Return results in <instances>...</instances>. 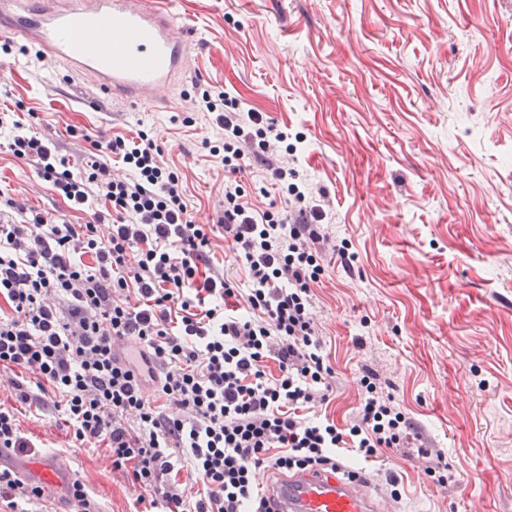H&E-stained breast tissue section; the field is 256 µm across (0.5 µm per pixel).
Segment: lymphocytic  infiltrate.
<instances>
[{"mask_svg":"<svg viewBox=\"0 0 512 512\" xmlns=\"http://www.w3.org/2000/svg\"><path fill=\"white\" fill-rule=\"evenodd\" d=\"M194 89L198 110L224 132L222 144H202L224 172L217 226L246 273L244 302L228 306L236 289L212 249V228L194 223L181 176L146 132L96 142L99 159L75 172L1 112L13 155L90 218L51 221L5 200L14 217L0 218V368L14 372L17 402L65 414L76 440L108 448L114 466L130 470L138 502L161 500L165 512H270L257 468L358 478L356 460L403 448L414 424L369 369L353 425L323 413L333 370L312 316L324 272L312 247L325 238L326 211L270 156L287 131L223 86ZM114 162L126 178L113 176ZM254 167L284 187L285 209L249 198L242 175ZM118 339L126 351H114ZM149 384L166 408L147 399ZM175 448L191 462L181 478ZM30 502L43 504L42 490L0 469V512H27Z\"/></svg>","mask_w":512,"mask_h":512,"instance_id":"1","label":"lymphocytic infiltrate"}]
</instances>
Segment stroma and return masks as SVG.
<instances>
[{"label":"stroma","instance_id":"obj_1","mask_svg":"<svg viewBox=\"0 0 512 512\" xmlns=\"http://www.w3.org/2000/svg\"><path fill=\"white\" fill-rule=\"evenodd\" d=\"M173 8L195 45L151 110L101 96L92 74L71 85L66 62L36 61L20 41L0 70V108H17L75 169L92 160V140L147 132L182 175L196 223L213 226L219 256L224 174L201 142L221 133L196 110L193 82H219L301 134L278 157L324 194L313 316L334 370L327 413L352 420L367 367L424 433L365 462L381 512H512V0ZM0 194L51 220L87 221L5 149ZM15 414L36 449L0 466L58 457L96 512H137L138 493L105 448L77 441L61 415ZM429 448L448 458L442 481L426 471Z\"/></svg>","mask_w":512,"mask_h":512}]
</instances>
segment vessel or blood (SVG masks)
<instances>
[{
	"label": "vessel or blood",
	"instance_id": "b4317fda",
	"mask_svg": "<svg viewBox=\"0 0 512 512\" xmlns=\"http://www.w3.org/2000/svg\"><path fill=\"white\" fill-rule=\"evenodd\" d=\"M0 37L38 44L71 63V82L98 78L101 94L138 106L163 99L185 68L189 40L158 0H0ZM31 485L60 483L66 467L46 457L27 468ZM276 512H377L360 483L317 468L270 485Z\"/></svg>",
	"mask_w": 512,
	"mask_h": 512
}]
</instances>
